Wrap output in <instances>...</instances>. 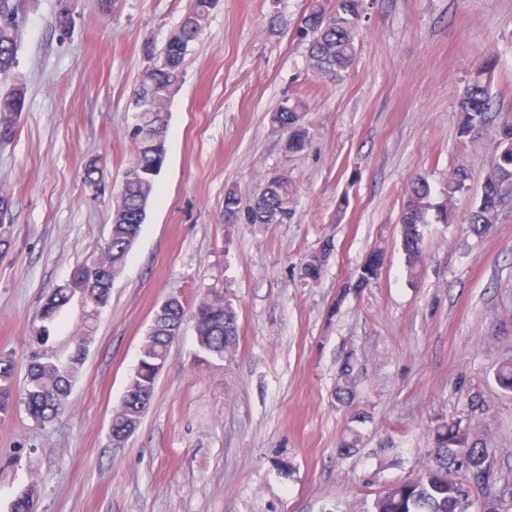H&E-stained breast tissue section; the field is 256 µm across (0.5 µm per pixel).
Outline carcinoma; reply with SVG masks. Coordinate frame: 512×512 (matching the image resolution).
<instances>
[{"label":"carcinoma","mask_w":512,"mask_h":512,"mask_svg":"<svg viewBox=\"0 0 512 512\" xmlns=\"http://www.w3.org/2000/svg\"><path fill=\"white\" fill-rule=\"evenodd\" d=\"M213 0H191V6L176 27L179 35L169 39L160 51L150 50L155 59L144 72L134 93V121L128 131L132 158L124 171L121 198L112 209L110 235L90 264L75 268L73 275L54 288L45 298L39 313L40 326L32 333L39 346L29 358L23 386H18L16 366L9 354H0V413L9 412L14 397H19L34 422L44 423L64 412L68 405L71 383L83 363V347L61 361L44 350L50 339L49 326L72 299L85 300L86 322L96 321L99 310L109 301L113 281L126 264L146 218V207L157 190V176L165 158L167 103L182 86L184 62L191 45L204 31ZM26 10V0H0V83L13 77L17 67L20 38L19 19ZM365 12V0H311L303 16L302 33L307 40V68L315 75L336 80L348 72L356 59V40ZM498 67L495 54L487 55L474 69L459 100L462 114L460 136L476 137L492 121L490 86ZM25 106L23 89L12 85L0 92V144L10 142L18 131ZM306 103L287 98L273 113L271 121L286 133L285 148L298 152L305 148L307 132L302 125ZM471 176L458 166L448 173L444 189L445 201L438 207L443 223L456 222L459 196L469 190ZM432 189L427 178L417 176L408 185L402 205L400 245L405 255L409 277L418 275L423 262L424 227L427 214L434 207ZM294 200L293 185L286 176L269 180L248 206L252 224H281L288 220ZM512 205V121L500 126L492 168L484 175L481 194L463 223L481 238L497 223L501 210ZM240 200L235 191L224 195V219L235 221ZM332 250L327 241L322 249L303 263L307 279L320 278L323 263ZM384 263L379 250L370 252L360 266L356 279L348 289L359 290L377 278ZM190 316L199 350L222 359L239 333L238 316L221 295L200 299L188 309L175 297L170 310L153 318L145 336L138 365L128 380L124 405L112 410L111 430L118 437L136 428L155 392L159 368L166 362L172 336L179 331L182 317ZM353 366L345 360L338 370L335 395L342 404L351 403ZM500 389L512 393V358L498 365L495 375ZM429 433L432 448L429 461L412 479L394 483L374 494L365 512H466L460 507L464 488L474 487L491 497L487 512H512V486H498L501 478L494 464H486L492 446L475 427L460 418L441 416L432 421ZM361 436L348 428L338 443V453L347 456L360 446Z\"/></svg>","instance_id":"cac0c4a2"}]
</instances>
